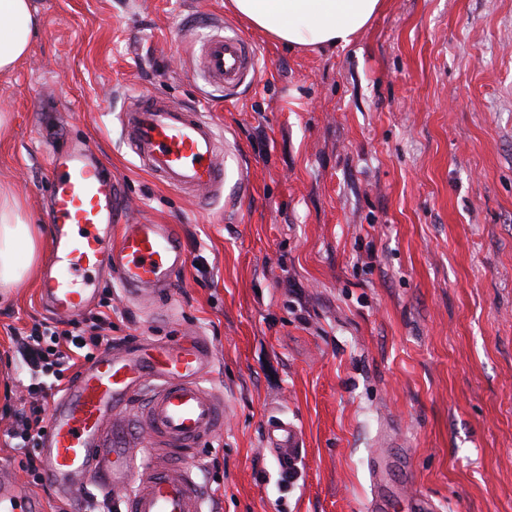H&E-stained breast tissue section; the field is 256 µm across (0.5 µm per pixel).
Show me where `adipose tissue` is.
I'll use <instances>...</instances> for the list:
<instances>
[{"mask_svg": "<svg viewBox=\"0 0 512 512\" xmlns=\"http://www.w3.org/2000/svg\"><path fill=\"white\" fill-rule=\"evenodd\" d=\"M230 8L276 44L346 47L383 8V0H229ZM40 30L32 0H0V75L14 71ZM42 237L24 198L0 188V289L27 282L39 269Z\"/></svg>", "mask_w": 512, "mask_h": 512, "instance_id": "adipose-tissue-1", "label": "adipose tissue"}]
</instances>
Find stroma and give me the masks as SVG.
I'll list each match as a JSON object with an SVG mask.
<instances>
[{"label": "stroma", "instance_id": "35a3bbf8", "mask_svg": "<svg viewBox=\"0 0 512 512\" xmlns=\"http://www.w3.org/2000/svg\"><path fill=\"white\" fill-rule=\"evenodd\" d=\"M40 32L0 77V186L50 239V155L91 139L129 220L175 224L182 284L153 306L111 278L115 336L199 330L217 353L224 428L192 463L207 512H512V0H384L344 48L290 51L226 0H33ZM257 47L227 100L195 75L217 22ZM166 96L224 137L223 198L143 171L117 116ZM66 325L37 281L0 300V465L31 381L15 330ZM300 431L280 481L270 421ZM216 451L220 466L204 462Z\"/></svg>", "mask_w": 512, "mask_h": 512}]
</instances>
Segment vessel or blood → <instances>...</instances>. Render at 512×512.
Segmentation results:
<instances>
[{"mask_svg": "<svg viewBox=\"0 0 512 512\" xmlns=\"http://www.w3.org/2000/svg\"><path fill=\"white\" fill-rule=\"evenodd\" d=\"M257 64L246 36L216 33L201 44L198 75L230 97L252 83ZM119 121L127 146L162 184L223 197L224 143L212 122L149 93L132 100ZM48 182L53 260L41 296L52 311L81 316L105 274L134 301L171 295L188 259L175 225L124 219L121 186L98 164L91 143L77 140L53 153ZM213 363V350L194 330L103 351L51 405L41 445L47 481L63 493L89 485L122 492L124 512H204L194 469L176 454L199 448L224 426V400L206 384ZM123 412L147 437L146 448L132 451L127 431L113 426ZM267 442L288 461L299 431L275 421ZM0 512L43 510L25 484L5 472Z\"/></svg>", "mask_w": 512, "mask_h": 512, "instance_id": "obj_1", "label": "vessel or blood"}]
</instances>
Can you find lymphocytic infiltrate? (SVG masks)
Returning a JSON list of instances; mask_svg holds the SVG:
<instances>
[{
  "label": "lymphocytic infiltrate",
  "instance_id": "1",
  "mask_svg": "<svg viewBox=\"0 0 512 512\" xmlns=\"http://www.w3.org/2000/svg\"><path fill=\"white\" fill-rule=\"evenodd\" d=\"M111 330L110 314L100 311L90 318L72 321L70 329L64 331L45 324L16 337L17 351L33 381L26 387L22 407L14 412L7 436L13 440L15 450L25 456L22 466L31 486L43 482L35 449L47 427L49 396L60 390L66 372L79 361H92L96 351L111 345Z\"/></svg>",
  "mask_w": 512,
  "mask_h": 512
}]
</instances>
